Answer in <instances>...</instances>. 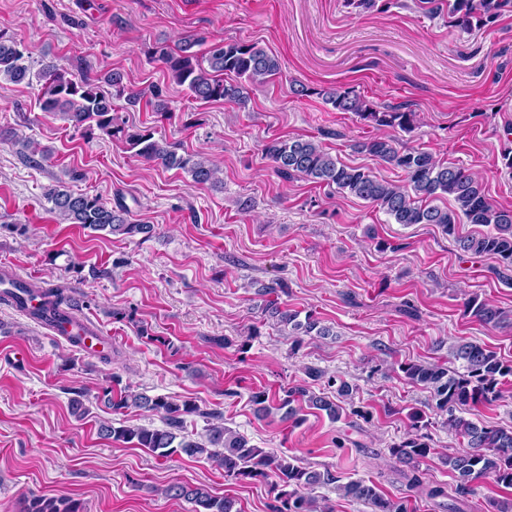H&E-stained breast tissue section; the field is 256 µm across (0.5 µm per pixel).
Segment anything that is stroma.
Returning a JSON list of instances; mask_svg holds the SVG:
<instances>
[{
	"label": "stroma",
	"mask_w": 512,
	"mask_h": 512,
	"mask_svg": "<svg viewBox=\"0 0 512 512\" xmlns=\"http://www.w3.org/2000/svg\"><path fill=\"white\" fill-rule=\"evenodd\" d=\"M385 2L357 12L343 0H0V31L20 40L32 63L51 58L89 79L118 69L129 84L161 89L168 116L120 99L117 124L207 153L224 180L219 189L196 188L187 174L147 164L120 141L82 138L41 110L36 87L0 86V127L53 150L33 164L0 143V269L67 287L77 315L112 353L108 363L86 355L0 299V512H18L32 493L72 498L84 512H191L164 495L174 483L233 498L241 512H272L266 483L225 478L205 458L162 460L102 438L104 420L162 424L156 413L108 408L104 390L126 387L193 401L200 412L185 426L195 436L205 435L216 412L266 451L333 467L346 481L373 479L388 497L407 499L411 512H446L405 485L389 447L421 412L435 448L422 464L425 478L447 485L441 457L461 442L428 392L397 366L447 361V343L459 339L512 360V328L464 314L474 295L512 310V284L493 274L494 258L462 253L439 228L402 226L357 198L284 180L262 153L269 137L313 136L341 162L404 183L400 170L355 150L375 129L291 92L295 83L351 87L376 106L416 112L414 132L394 131L400 144L468 168L492 203L512 207V179L499 165L512 129V11L467 34L419 0ZM190 35L208 44L258 43L278 56L281 74L251 87L243 107L195 101L147 54L156 41L173 47ZM72 168L83 178L71 190L109 202L123 193L133 220L154 225L155 236L58 223L43 192ZM246 197L254 206L239 212L236 201ZM380 238L390 249H378ZM277 278L286 285L280 302L313 312L331 336L304 337L297 348L287 329L262 315L257 287ZM140 321L151 337L138 335ZM311 366L352 385L370 420L347 409L333 422L305 408L291 426L255 414L249 396L259 388L277 395L305 381L325 393L323 382L308 381ZM77 391L88 409L81 418L70 410Z\"/></svg>",
	"instance_id": "stroma-1"
}]
</instances>
